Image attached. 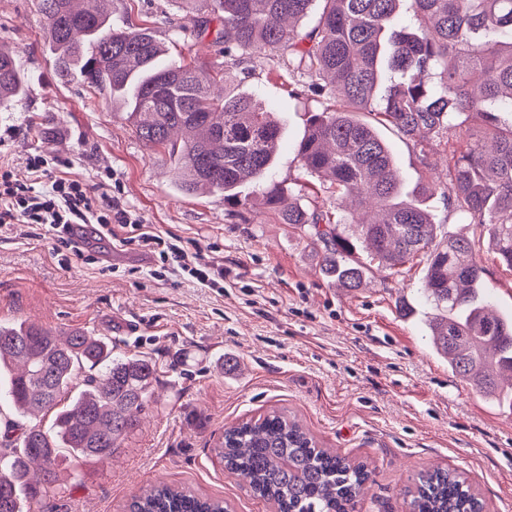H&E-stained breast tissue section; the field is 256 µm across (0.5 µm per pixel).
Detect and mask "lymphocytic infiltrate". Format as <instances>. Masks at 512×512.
Instances as JSON below:
<instances>
[{"label": "lymphocytic infiltrate", "mask_w": 512, "mask_h": 512, "mask_svg": "<svg viewBox=\"0 0 512 512\" xmlns=\"http://www.w3.org/2000/svg\"><path fill=\"white\" fill-rule=\"evenodd\" d=\"M27 167L30 179L26 182L15 179L10 170L0 169V225H39L55 239L61 266H68L70 256L84 254L83 243L71 236L72 225L89 224L98 238L119 247L132 244L150 255L160 272L182 273L218 292L233 282L232 269L143 223L135 211L118 201L96 194L69 172L67 162H51L36 154L28 157Z\"/></svg>", "instance_id": "f902f5d3"}]
</instances>
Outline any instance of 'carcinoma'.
Returning a JSON list of instances; mask_svg holds the SVG:
<instances>
[{
  "mask_svg": "<svg viewBox=\"0 0 512 512\" xmlns=\"http://www.w3.org/2000/svg\"><path fill=\"white\" fill-rule=\"evenodd\" d=\"M409 2L413 28L395 17ZM193 21L179 26L210 37L224 58L213 73L193 63H167L151 27L110 22L112 0L92 10L78 0H37L48 43L63 76L109 92L136 137L162 149L178 170V188L224 196L230 211L250 207L242 194L259 186L262 204L323 246L321 273L357 291L373 271L403 273L424 263L421 294L436 311L430 346L448 370L483 395L512 398V318L498 315L471 242L437 232L422 201L405 199L402 176L379 127L420 147L430 137L480 120L479 139L453 151L444 198L481 225L493 252L512 269V0H173ZM313 27L289 21L313 10ZM220 26L210 30L212 21ZM268 49L288 55L293 97L326 96L331 111L314 113L298 146L303 168L326 174L336 211L310 209L285 197L272 170L282 127L271 107L240 91L243 64ZM435 74L431 87L425 77ZM28 83L15 55L0 48V109L22 99ZM341 224H354L340 232ZM366 252V260L356 257ZM93 374L84 388L73 381ZM12 370L0 399L27 424L0 444V512H30L56 482L67 453L105 460L139 423L153 395L157 369L115 351L102 336L57 334L34 324H0V374ZM70 404L45 429L34 418L58 398ZM225 468L248 481L276 512H350L365 490L366 464L318 447L295 418L271 409L224 431L214 449ZM130 512H224V502L159 484ZM411 512H484L485 504L458 472L420 475Z\"/></svg>",
  "mask_w": 512,
  "mask_h": 512,
  "instance_id": "1",
  "label": "carcinoma"
}]
</instances>
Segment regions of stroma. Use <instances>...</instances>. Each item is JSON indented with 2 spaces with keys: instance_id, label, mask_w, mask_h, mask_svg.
I'll list each match as a JSON object with an SVG mask.
<instances>
[{
  "instance_id": "obj_1",
  "label": "stroma",
  "mask_w": 512,
  "mask_h": 512,
  "mask_svg": "<svg viewBox=\"0 0 512 512\" xmlns=\"http://www.w3.org/2000/svg\"><path fill=\"white\" fill-rule=\"evenodd\" d=\"M111 21L152 26L171 60L220 62L206 41L176 34L184 17L174 0H112ZM0 45L15 50L28 77L26 96L0 112V167L23 180L28 155L66 161L144 223L238 275L221 293L175 273L156 277L148 255L99 239L90 246L95 262L75 257L64 270L55 240L37 226L0 232V323L106 336L158 372L151 403L112 458H63L34 512H126L157 483L223 500L230 512H270L214 454L226 428L270 409L296 417L322 447L370 465L357 512H410L419 473L447 466L489 512H512V410L488 403L432 351L422 264L376 273L358 291L335 287L320 272V246L273 212L257 204L235 216L223 196L178 191L168 154L137 139L107 91L58 74L36 0H0ZM287 68V58L255 56L242 89L271 104L283 127L274 171L285 193L327 210L332 200L306 190L324 180L304 173L297 145L309 113L330 101L290 97ZM476 129L464 124L426 161L412 143L387 139L404 194L421 196L442 231L472 243L494 309L512 316V269L491 252L483 227L461 221L435 187L451 151Z\"/></svg>"
}]
</instances>
